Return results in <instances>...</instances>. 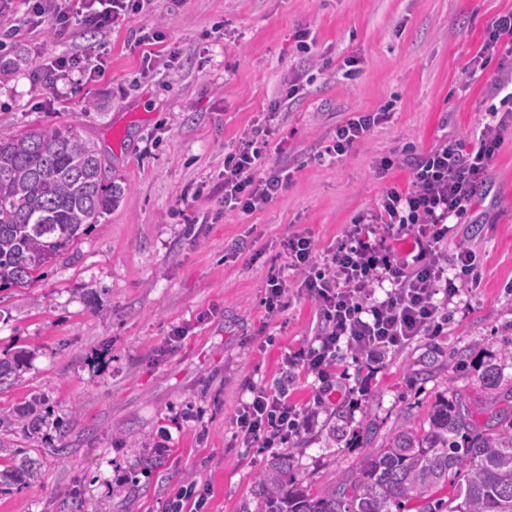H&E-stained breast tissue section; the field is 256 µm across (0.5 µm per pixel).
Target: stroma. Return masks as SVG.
<instances>
[{
    "label": "stroma",
    "instance_id": "35a3bbf8",
    "mask_svg": "<svg viewBox=\"0 0 512 512\" xmlns=\"http://www.w3.org/2000/svg\"><path fill=\"white\" fill-rule=\"evenodd\" d=\"M154 10L166 34L156 50L177 59L153 72L129 47L141 17L59 38L0 16V131L75 128L121 190L42 277L0 287V359L26 358L0 386V416L32 402L38 410L30 427L0 426V470L30 459L42 473L1 491L0 512H164L192 481L208 488V512H256L254 478L272 457L293 453L314 493L358 467L365 451L354 434L367 421L382 441L422 425L441 396L474 401L491 359L512 381L511 118L456 226L480 277L449 305L442 333L370 365L346 354L342 403L316 406L318 383L300 373L288 401L317 407L318 424L277 448L233 437L250 388L277 381L284 355L320 328L302 295L265 311L267 274L287 264L281 240L306 231L327 250L387 189L409 188L415 158L457 138L474 145L512 56L497 52L473 76L468 63L512 0H156ZM306 27L310 55L294 40ZM89 51L106 60L103 76L54 80L53 56ZM348 55L359 61L351 79L338 68ZM292 79L306 89L290 102ZM276 102L281 150L268 168L290 166L291 179L262 210H225L224 152ZM386 105L388 123L340 161H320L338 125ZM393 154L398 166L380 170ZM177 327L188 333L175 342ZM335 425L345 430L338 442Z\"/></svg>",
    "mask_w": 512,
    "mask_h": 512
}]
</instances>
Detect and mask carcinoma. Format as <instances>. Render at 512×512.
I'll return each mask as SVG.
<instances>
[{
    "label": "carcinoma",
    "mask_w": 512,
    "mask_h": 512,
    "mask_svg": "<svg viewBox=\"0 0 512 512\" xmlns=\"http://www.w3.org/2000/svg\"><path fill=\"white\" fill-rule=\"evenodd\" d=\"M119 195L104 158L73 130L0 132V283L35 281ZM479 381L485 423L459 395L439 399L428 428L397 427L346 480L315 496L293 454L273 458L256 476L259 512H404L412 501L417 512H512V408L497 407L501 365L487 364ZM450 476L460 478L452 507L435 497ZM40 478L27 462L0 471V483Z\"/></svg>",
    "instance_id": "1"
}]
</instances>
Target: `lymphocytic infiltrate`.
I'll return each mask as SVG.
<instances>
[{
    "mask_svg": "<svg viewBox=\"0 0 512 512\" xmlns=\"http://www.w3.org/2000/svg\"><path fill=\"white\" fill-rule=\"evenodd\" d=\"M21 2L27 24L49 21L61 34L75 23L106 30L138 15L150 24L138 44L152 45L164 38L160 25L152 21L154 0H77L73 13L63 7V0ZM498 90L501 99L488 107L489 120L476 148L468 151L460 141H448L415 159L410 189H387L375 209L346 226L335 247L317 252L305 232L283 240L288 268L269 271L265 309L278 312L288 291L296 290L316 307L321 329L307 348L285 358L284 383L251 388L235 418V435L242 445L259 441L271 448L284 430L308 428L310 415L287 401L286 384L300 372L317 377L318 398L325 401L342 389L337 366L344 353L374 362L417 337L441 332L448 303L478 279V259L466 242H458L451 253L444 246L454 233V221L467 214L487 182L500 146L498 115L512 113V87L503 83ZM391 117L384 108L351 118L337 127L322 159L338 161ZM279 130L280 108L274 105L263 128L225 153V209L261 210L287 185V169L271 176L264 173Z\"/></svg>",
    "mask_w": 512,
    "mask_h": 512,
    "instance_id": "obj_1",
    "label": "lymphocytic infiltrate"
}]
</instances>
